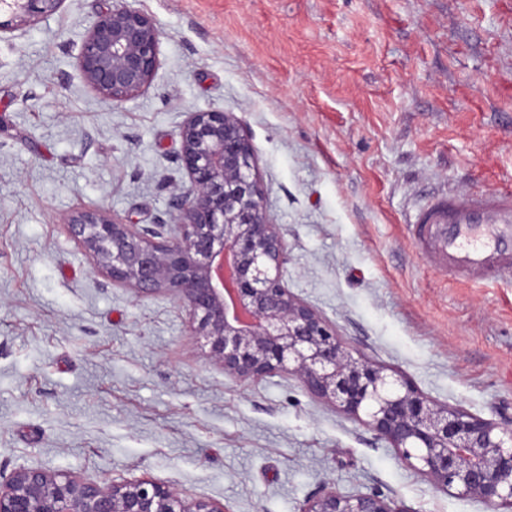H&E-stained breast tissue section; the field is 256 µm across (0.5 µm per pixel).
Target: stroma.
Instances as JSON below:
<instances>
[{
  "instance_id": "1",
  "label": "stroma",
  "mask_w": 512,
  "mask_h": 512,
  "mask_svg": "<svg viewBox=\"0 0 512 512\" xmlns=\"http://www.w3.org/2000/svg\"><path fill=\"white\" fill-rule=\"evenodd\" d=\"M123 2L155 20L160 64L117 105L77 66L113 0L0 33V475L148 478L229 512H304L330 490L507 512L437 491L296 377L225 374L177 298L113 287L61 219L171 224L181 124L235 113L290 291L353 354L512 423V278L451 277L404 221L445 188L512 187V0Z\"/></svg>"
}]
</instances>
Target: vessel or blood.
<instances>
[{
  "label": "vessel or blood",
  "instance_id": "vessel-or-blood-1",
  "mask_svg": "<svg viewBox=\"0 0 512 512\" xmlns=\"http://www.w3.org/2000/svg\"><path fill=\"white\" fill-rule=\"evenodd\" d=\"M416 248L452 275H512V190L449 189L405 215Z\"/></svg>",
  "mask_w": 512,
  "mask_h": 512
}]
</instances>
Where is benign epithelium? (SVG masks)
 <instances>
[{"mask_svg": "<svg viewBox=\"0 0 512 512\" xmlns=\"http://www.w3.org/2000/svg\"><path fill=\"white\" fill-rule=\"evenodd\" d=\"M65 0H0V32L33 25ZM155 20L115 4L101 11L78 56L87 85L121 103L143 92L159 66ZM175 194V232L103 211L63 217L70 235L112 286L167 291L188 312L208 357L241 380L287 374L341 412L363 419L435 489L512 508V427L437 404L406 378L354 356L320 313L282 279L287 244L264 205L257 160L233 112L189 113ZM0 512H227L187 501L151 479L101 485L64 473L20 468L0 476ZM304 512H405L373 494L327 491Z\"/></svg>", "mask_w": 512, "mask_h": 512, "instance_id": "benign-epithelium-1", "label": "benign epithelium"}]
</instances>
